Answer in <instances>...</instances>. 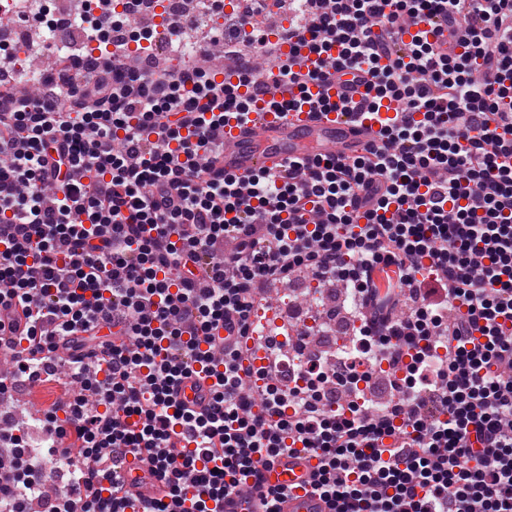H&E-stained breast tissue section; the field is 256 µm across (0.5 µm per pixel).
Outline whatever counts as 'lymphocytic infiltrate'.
<instances>
[{
    "label": "lymphocytic infiltrate",
    "instance_id": "obj_1",
    "mask_svg": "<svg viewBox=\"0 0 512 512\" xmlns=\"http://www.w3.org/2000/svg\"><path fill=\"white\" fill-rule=\"evenodd\" d=\"M296 11L285 39L316 49L335 35V72L363 76L361 109L399 103L359 156L225 175L215 131L243 104L218 100L202 70L121 81L118 51L110 79L91 56L36 97L0 94V305L25 309L17 373L37 381L64 364L98 396L47 413L49 446L24 479L0 482V512H29L60 462L62 512H126L113 457L151 448L166 497L142 512H219L258 464L296 452L315 459L313 489L333 512H512V0H299ZM461 27L470 45L449 56L441 40ZM302 267L352 283L355 310L376 309L365 336L409 383L434 388L437 417L416 396L407 410L345 416L254 394L256 290ZM404 288L410 314L383 315ZM104 327L134 349L99 340ZM198 336L224 357L201 364L214 384L197 414L173 408L168 386Z\"/></svg>",
    "mask_w": 512,
    "mask_h": 512
}]
</instances>
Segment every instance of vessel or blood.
I'll return each mask as SVG.
<instances>
[{"label":"vessel or blood","instance_id":"obj_1","mask_svg":"<svg viewBox=\"0 0 512 512\" xmlns=\"http://www.w3.org/2000/svg\"><path fill=\"white\" fill-rule=\"evenodd\" d=\"M213 79L250 108L247 121L231 119L224 124L221 164L228 175L272 173L296 158L361 154L368 143L378 140L383 120L395 115L391 109L380 110L375 117L347 111V104L359 102L364 91L363 85L354 82L349 74H334L312 86L313 103L297 112L280 111V104L300 94L298 87L281 80L267 81L265 87L255 89L240 84L230 72H215ZM325 100L335 103V110L323 111L321 103ZM210 386V379L194 374L183 377L174 386L177 404L200 409L209 400ZM124 473L128 488L137 499L160 497L149 465L129 458ZM311 481V463L300 454L281 455L262 471L263 487L288 488L279 512H329L327 501L313 492Z\"/></svg>","mask_w":512,"mask_h":512}]
</instances>
